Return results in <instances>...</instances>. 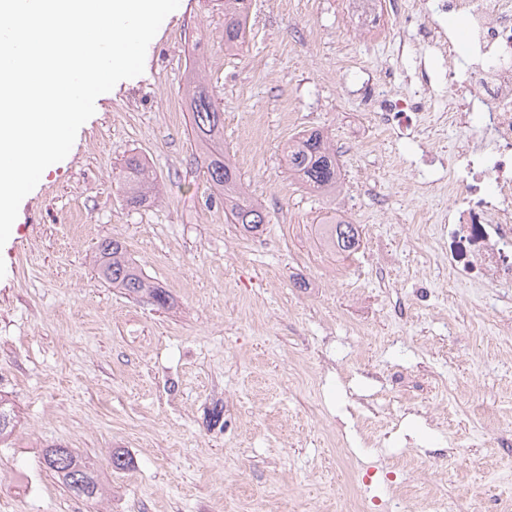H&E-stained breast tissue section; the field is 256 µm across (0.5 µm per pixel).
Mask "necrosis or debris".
I'll return each instance as SVG.
<instances>
[{"mask_svg": "<svg viewBox=\"0 0 512 512\" xmlns=\"http://www.w3.org/2000/svg\"><path fill=\"white\" fill-rule=\"evenodd\" d=\"M383 3L340 0L364 34L405 26L401 0L388 9ZM413 10L421 42L448 56V121L467 132L448 159V270L457 282L512 287V0H415ZM435 14L463 20L464 40L430 24ZM432 92L427 75L410 99L387 82L369 88L383 105L380 124L401 128Z\"/></svg>", "mask_w": 512, "mask_h": 512, "instance_id": "4bbe7bcc", "label": "necrosis or debris"}]
</instances>
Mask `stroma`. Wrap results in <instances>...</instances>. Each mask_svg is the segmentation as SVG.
<instances>
[{
  "label": "stroma",
  "mask_w": 512,
  "mask_h": 512,
  "mask_svg": "<svg viewBox=\"0 0 512 512\" xmlns=\"http://www.w3.org/2000/svg\"><path fill=\"white\" fill-rule=\"evenodd\" d=\"M150 42L142 75L95 104L61 162L21 202L0 248V397L19 423L0 441V512H337L355 490L368 512H429L428 493L484 508L512 498V290L453 288L418 225L448 209L425 193L431 156L462 138L448 125V64L400 39L366 41L337 0H251L247 43L224 53L213 0H180ZM224 113V151L269 213L256 234L230 223L196 161L183 98L190 64ZM435 77L396 133L364 103ZM317 129L336 147L335 195L306 189L284 149ZM139 155L165 190L132 209L122 164ZM344 209L353 255L320 226ZM123 242L171 308L100 278L95 251ZM318 376L344 448L311 412ZM89 458L104 494L75 497L46 449ZM129 464L113 469V450Z\"/></svg>",
  "instance_id": "35a3bbf8"
}]
</instances>
